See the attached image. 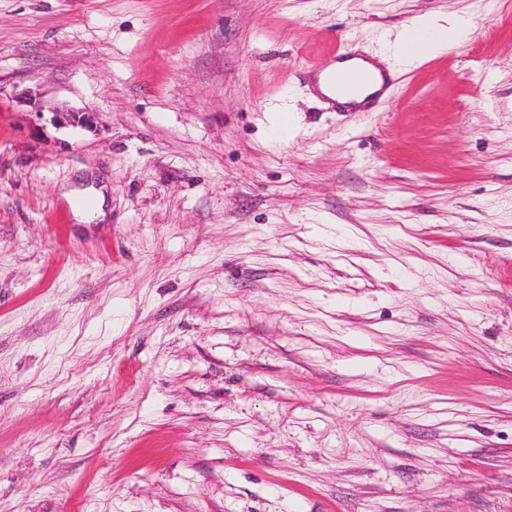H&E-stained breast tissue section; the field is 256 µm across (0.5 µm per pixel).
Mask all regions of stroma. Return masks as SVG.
<instances>
[{"instance_id":"obj_1","label":"stroma","mask_w":512,"mask_h":512,"mask_svg":"<svg viewBox=\"0 0 512 512\" xmlns=\"http://www.w3.org/2000/svg\"><path fill=\"white\" fill-rule=\"evenodd\" d=\"M299 501L512 512V0H0V512ZM466 24L462 18L448 21L436 16H421L406 26L394 42V54L407 65L440 53L463 38ZM421 33H430L433 40L425 41ZM360 62L361 61L357 59H350L344 60L343 62H337L336 67L340 68L329 66L325 69L315 72L314 75L312 76V79L314 82L317 81L318 83L321 80H323L324 83L334 91L338 90L347 93H355L356 89L360 84L375 79L374 74L371 73L370 71L365 69H358L357 72H359L362 77L361 83L358 86H352L349 83L347 74L345 72L348 70L354 71L358 67Z\"/></svg>"}]
</instances>
